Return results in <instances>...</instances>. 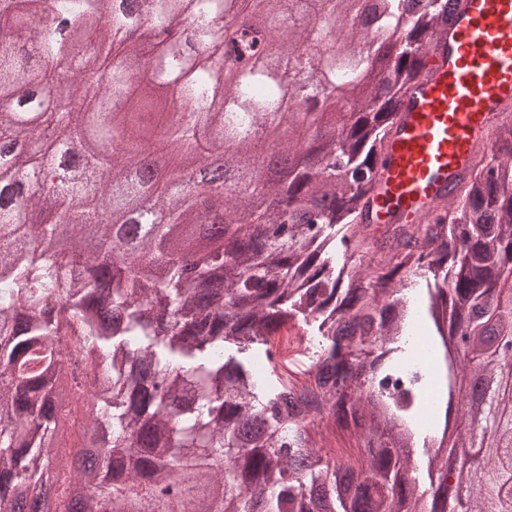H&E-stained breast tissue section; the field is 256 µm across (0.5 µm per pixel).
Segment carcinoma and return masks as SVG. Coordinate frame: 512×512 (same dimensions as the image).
<instances>
[{
  "label": "carcinoma",
  "instance_id": "carcinoma-1",
  "mask_svg": "<svg viewBox=\"0 0 512 512\" xmlns=\"http://www.w3.org/2000/svg\"><path fill=\"white\" fill-rule=\"evenodd\" d=\"M146 6L139 42H119L132 13L116 0H0V512H19L47 485L54 512H126L162 484H183L154 512H412L419 488L401 449L422 444L433 491L430 512H512V122L497 129L443 209L446 219L365 223L369 189L402 99L423 74L428 39L448 24V0L414 14L406 0H381L367 29L360 0H305L293 24L283 0H259L265 29L285 63L304 47L326 89L361 79L379 48L398 54L371 94L350 104L347 125L323 145L316 171L286 184L265 180L248 133L280 141L304 113L303 135L318 132L325 111L294 95L289 67L274 68L266 45L246 44L248 65L224 83L219 61L186 52L159 35L190 13L189 39L224 50L226 0H126ZM348 22L336 23V13ZM66 82L73 113L44 147L81 164L59 170L44 195L15 201L5 193L40 167L30 145L49 122L35 89ZM178 92L189 120L170 117L163 92ZM115 100L129 107L109 113ZM180 167L224 154L234 139L238 180L194 198L175 182L159 184L152 223L136 207L138 184L126 161L155 127ZM113 166L112 189L99 183ZM264 195L303 209L330 200L317 220L252 222L244 200ZM224 212L229 237L184 273L181 258L200 248L198 205ZM68 226L72 267L55 246ZM94 227L89 232L88 227ZM164 260L155 288L139 261ZM120 261L123 277L110 273ZM112 311V320L103 312ZM292 321L318 341L309 382L277 373L269 337ZM264 346L270 370L255 372L250 350ZM481 379L479 404L461 420L486 449L482 467L448 475L459 452L440 426L448 390ZM85 409L88 452L61 442L59 426ZM353 428L364 452L355 461L321 452L330 428ZM136 458L121 479L114 462Z\"/></svg>",
  "mask_w": 512,
  "mask_h": 512
}]
</instances>
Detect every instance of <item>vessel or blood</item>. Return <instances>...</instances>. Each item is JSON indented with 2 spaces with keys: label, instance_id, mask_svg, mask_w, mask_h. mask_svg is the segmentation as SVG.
<instances>
[{
  "label": "vessel or blood",
  "instance_id": "obj_1",
  "mask_svg": "<svg viewBox=\"0 0 512 512\" xmlns=\"http://www.w3.org/2000/svg\"><path fill=\"white\" fill-rule=\"evenodd\" d=\"M425 59L369 193L380 229L434 217L472 169L477 147L512 113V0H463Z\"/></svg>",
  "mask_w": 512,
  "mask_h": 512
}]
</instances>
